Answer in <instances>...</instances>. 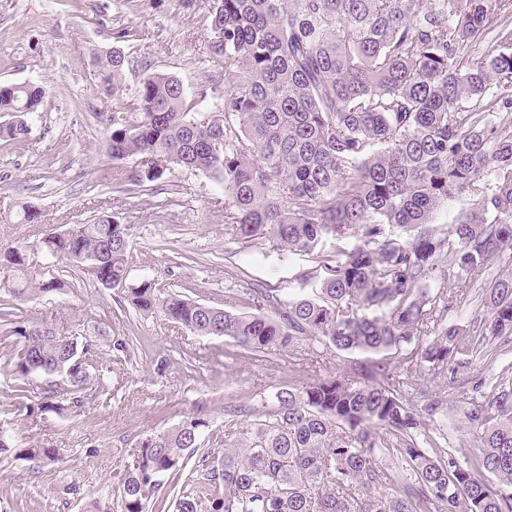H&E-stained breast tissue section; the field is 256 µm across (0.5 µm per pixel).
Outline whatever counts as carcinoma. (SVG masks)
Here are the masks:
<instances>
[{
    "label": "carcinoma",
    "instance_id": "1",
    "mask_svg": "<svg viewBox=\"0 0 512 512\" xmlns=\"http://www.w3.org/2000/svg\"><path fill=\"white\" fill-rule=\"evenodd\" d=\"M207 2L209 50L224 57L219 113L194 111L167 72H145L126 94L117 47L99 62L112 160L133 161L115 179H216L225 234L310 258L301 279L312 294L256 285L245 300L271 313H236L143 280L124 289L127 301L255 357L299 338L364 353L417 348L401 366L380 359L279 387L222 430L199 411L140 437L92 512H512V364L475 387L467 421L480 445L464 467L420 437L439 402L404 396L420 387L419 364L454 374L470 365L461 356L492 357L512 341V271L492 279L483 315L464 328L444 324L449 298L425 287L464 283L512 251V0ZM45 98L40 86L0 83V139L27 135ZM462 195L476 206L437 232L436 213ZM65 260L105 287L125 285L127 225L102 215L31 246L0 243L5 293L24 301L65 287L52 272ZM6 338L27 415L82 409L97 344L21 325ZM42 375L65 390L32 403ZM15 456L61 461L47 446Z\"/></svg>",
    "mask_w": 512,
    "mask_h": 512
}]
</instances>
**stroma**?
I'll return each mask as SVG.
<instances>
[{"label": "stroma", "mask_w": 512, "mask_h": 512, "mask_svg": "<svg viewBox=\"0 0 512 512\" xmlns=\"http://www.w3.org/2000/svg\"><path fill=\"white\" fill-rule=\"evenodd\" d=\"M209 19L204 0L184 8L180 0H0V83H34L47 92L46 105L29 135L0 140V240L34 242L40 226L67 228L101 213L128 225L134 264L130 283L153 280L166 292L224 308L247 310L243 288L266 283L279 296L300 292L301 256L283 257L260 244L242 247L224 233V191L204 174L181 171L166 180L130 187L114 180L106 125L112 102L98 91L97 60L111 48L128 57L126 83L143 71L177 76L201 113L214 112L208 91L224 81V60L208 49ZM34 206L40 224L19 221L22 205ZM512 269L503 253L493 271L476 277L447 313L451 325H468L481 311L478 294L494 271ZM66 289L17 302L14 321L50 328L65 336L96 341L107 370L104 392L89 391L74 417L19 411L8 366L11 349L0 322V426L22 445L57 448L60 464L0 453V512H85L128 463L136 440L204 409L223 425L230 405L270 397L277 387L303 385L350 372L365 354L341 352L301 339L285 350L241 356L232 339L197 336L162 314L135 309L118 289L99 285L80 267L58 271ZM132 339L128 360H117L109 344ZM165 371H157L159 357ZM424 383L442 400L426 418L428 435H444L458 462L471 460L478 442L466 429L468 406L445 377L423 371ZM76 483L78 496L64 493Z\"/></svg>", "instance_id": "35a3bbf8"}]
</instances>
